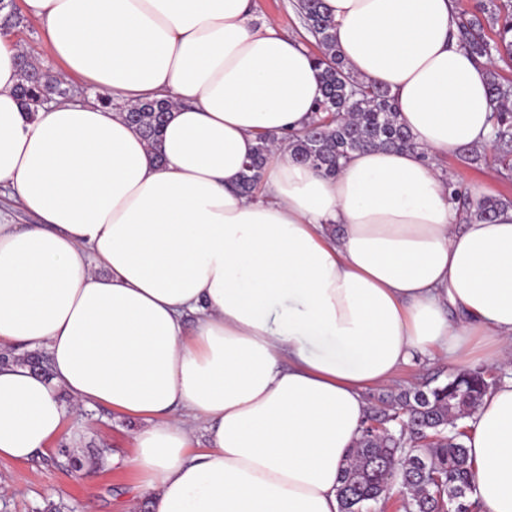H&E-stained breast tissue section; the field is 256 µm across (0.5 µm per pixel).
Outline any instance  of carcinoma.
Masks as SVG:
<instances>
[{
	"instance_id": "1",
	"label": "carcinoma",
	"mask_w": 512,
	"mask_h": 512,
	"mask_svg": "<svg viewBox=\"0 0 512 512\" xmlns=\"http://www.w3.org/2000/svg\"><path fill=\"white\" fill-rule=\"evenodd\" d=\"M294 7L305 29L320 48L314 55L319 69L322 98L310 123L288 138L291 155L326 176H333L351 153L367 148L413 147L412 134L398 118L390 92L375 83L360 81L336 52L334 22L323 0H296ZM494 27L495 38L484 34V23ZM459 37L466 49L489 65L512 62V0H478L472 14L458 13ZM34 65H21L19 92L38 106L50 92L67 97L72 90L62 87L56 76L44 71L32 77ZM489 93L498 103L493 113L492 136L500 147L499 164L512 169V82L500 80L489 71ZM170 102L154 99L127 108V120L144 139L157 147ZM276 137L259 136L254 154L245 163L240 188L245 193L258 189L270 146ZM449 197L474 210L481 220H492L505 200L494 196L471 198L467 187L448 182ZM494 385L482 371L451 376L433 387L422 385L392 395L386 406L372 411L366 423H379L388 433L362 429L361 437L341 467L338 499L340 512H372L385 494L384 478L393 475L405 496L404 512H481L480 503L469 499L474 466L458 429V421L470 417L484 393ZM437 440L421 447L427 436Z\"/></svg>"
}]
</instances>
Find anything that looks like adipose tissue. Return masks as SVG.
<instances>
[{
	"instance_id": "1",
	"label": "adipose tissue",
	"mask_w": 512,
	"mask_h": 512,
	"mask_svg": "<svg viewBox=\"0 0 512 512\" xmlns=\"http://www.w3.org/2000/svg\"><path fill=\"white\" fill-rule=\"evenodd\" d=\"M358 79L415 138L328 178L283 138L321 97L311 53L253 0H23L47 59L126 105L172 104L159 147L122 111L24 106L0 33V459L47 450L86 406L140 418L147 512H339L344 460L415 353L512 355V206L463 224L437 158L489 142V70L453 0H324ZM278 138L239 192L259 134ZM205 432L197 447L195 428ZM472 497L512 512V380L467 420ZM10 192L9 189L0 187V208L3 212H7L10 215L12 223L20 224L21 226L37 223L33 216L14 203L10 198Z\"/></svg>"
}]
</instances>
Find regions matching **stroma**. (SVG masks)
I'll use <instances>...</instances> for the list:
<instances>
[{"mask_svg": "<svg viewBox=\"0 0 512 512\" xmlns=\"http://www.w3.org/2000/svg\"><path fill=\"white\" fill-rule=\"evenodd\" d=\"M256 22L273 17L281 30L299 38L311 53H318L316 42L301 26L293 0H254ZM497 147L476 148L474 161L464 162L458 153L440 158L438 165L444 175L462 183L473 193L512 200V179L496 170L493 159ZM443 355H416L396 380L368 392L370 402L390 392L422 385L434 374L455 373ZM134 420L97 405L85 409L81 416L67 424L61 436L47 453L28 462L0 459V512H44L48 504H56L61 512H145L134 492L135 473L132 467L105 464L91 476L74 479L68 464L69 456H82L103 450L105 457L133 455L129 432Z\"/></svg>", "mask_w": 512, "mask_h": 512, "instance_id": "35a3bbf8", "label": "stroma"}]
</instances>
